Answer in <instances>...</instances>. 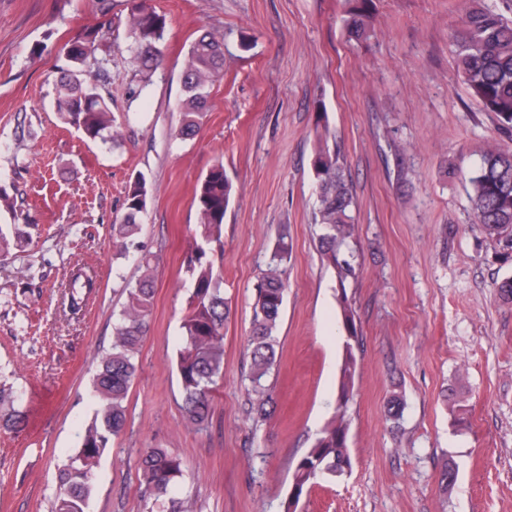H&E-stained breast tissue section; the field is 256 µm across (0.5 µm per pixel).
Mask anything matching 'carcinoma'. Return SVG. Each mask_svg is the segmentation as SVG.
<instances>
[{"label":"carcinoma","mask_w":512,"mask_h":512,"mask_svg":"<svg viewBox=\"0 0 512 512\" xmlns=\"http://www.w3.org/2000/svg\"><path fill=\"white\" fill-rule=\"evenodd\" d=\"M344 30L350 40L366 41L375 35L368 0H354ZM166 17L149 9L146 0H129L126 39L133 52L135 82L128 87L131 97L143 88L163 65ZM456 46V67L464 83L484 109L512 128V21L489 8L468 13L452 33ZM109 50L89 35L71 46L68 65L56 80L55 109L63 123L81 131L92 141L112 140V111L109 98L101 93V83L109 75ZM224 39L202 35L190 45L182 73L184 98L180 104L176 136L194 137L207 112L209 88L222 77ZM319 207L316 222L322 261L331 268L339 286L338 304L347 341L340 366L339 394L334 419L322 430L293 473V491L283 503V512H297L301 497L319 481L332 480L350 468L348 452L349 419L353 397L356 357L353 344L359 342L355 311L346 292V281L355 275L358 259L357 224L353 215L354 197L349 176L338 149L320 148L313 160ZM473 203V223L497 241L512 248V150L485 151L468 177ZM149 187L144 175H137L126 195L125 211L112 225L123 255L141 233V217L146 210ZM233 196V184L224 164L213 165L196 192L199 221L186 254V269L193 288L188 312L181 323L176 366L182 389L184 420L195 429L205 427L212 413V392L224 371V323L231 306L224 297L223 277L214 272L208 250L220 241L224 215ZM27 231L16 227L12 236L0 228V260L13 249L29 242ZM290 257L288 234L284 233L256 284L252 334L249 339L250 370L248 401L256 421H264L273 403L269 383L276 363V330L284 304L287 267ZM144 275L127 288L126 302L114 326L112 348L102 357L94 377L97 408L85 426L78 448L57 470L58 495L55 512H87L93 490V477L100 458L110 449L127 424L125 402L138 372L139 347L149 330L155 288L150 275L152 257L140 259ZM69 310L81 308L85 294L94 288L88 275L71 281ZM25 414L17 404L12 388L0 385V426L17 430ZM139 488L144 512H191L189 500L175 494L185 464L163 448H149L139 462Z\"/></svg>","instance_id":"carcinoma-1"}]
</instances>
